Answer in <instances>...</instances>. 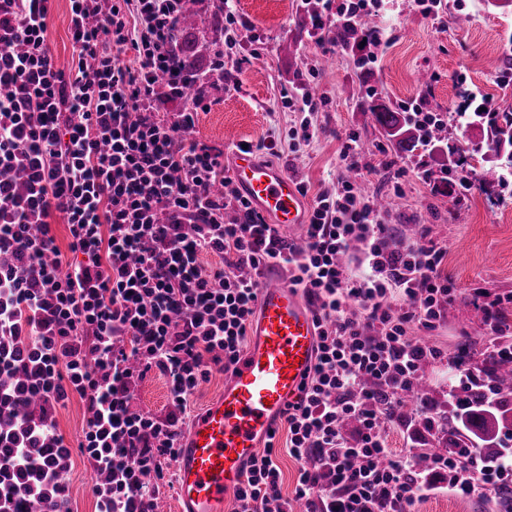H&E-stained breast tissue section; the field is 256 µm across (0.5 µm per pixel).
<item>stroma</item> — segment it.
Masks as SVG:
<instances>
[{
  "instance_id": "stroma-1",
  "label": "stroma",
  "mask_w": 512,
  "mask_h": 512,
  "mask_svg": "<svg viewBox=\"0 0 512 512\" xmlns=\"http://www.w3.org/2000/svg\"><path fill=\"white\" fill-rule=\"evenodd\" d=\"M248 25L239 31L243 62L222 82L205 87L209 111L200 113L195 135L208 145L247 144L265 161L285 169L311 192L334 191L339 175L375 192L397 193V207L383 222L393 241L405 238L408 225L425 227L429 239L448 247L444 272L457 291L442 310L429 344L443 352L428 365L420 382L425 403L437 412L448 407V368L460 349L472 365L486 350V330L474 314V301L512 296V183L484 185L480 173L490 157L486 126L457 123L455 112L468 86L484 94L493 111L512 113V5L496 8L492 0H442V17L424 15L417 0H385L377 23L384 42L378 64L364 71L352 54L311 41L307 13L299 0H235ZM317 65V95L326 100L312 122L316 136L290 146L288 130L297 113L288 110L284 92ZM429 74L428 87L418 83ZM378 103L400 109L414 99L442 117L448 144L433 150L396 154L373 113L361 111L368 90ZM362 149L361 164L347 171L340 151L349 138ZM460 156L459 176L470 191L439 193L448 169V152ZM71 512H95L92 473L80 453H73L67 475Z\"/></svg>"
}]
</instances>
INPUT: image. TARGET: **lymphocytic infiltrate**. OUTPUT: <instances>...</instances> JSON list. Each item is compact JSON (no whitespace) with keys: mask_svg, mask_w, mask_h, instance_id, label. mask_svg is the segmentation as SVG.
<instances>
[{"mask_svg":"<svg viewBox=\"0 0 512 512\" xmlns=\"http://www.w3.org/2000/svg\"><path fill=\"white\" fill-rule=\"evenodd\" d=\"M53 2L0 0V512H68L76 450L109 476L93 486L96 512H157L189 400L239 361L272 267L318 331L316 363L283 418L300 468L285 498L270 436L233 512H293L297 501L306 512H416L429 496L511 487L512 450L423 459L415 445L399 455L388 445L405 393L442 356L412 331L434 330L456 296L447 248H390L380 211L343 177L314 195L303 245L287 242L236 188L223 152L195 135L208 104L172 41L183 0H70L64 65L47 43ZM301 6L321 35L377 14L381 0ZM308 73L286 96L296 143L316 134L319 72ZM153 371L168 384L163 417L136 403ZM76 397L86 425L73 449L54 414Z\"/></svg>","mask_w":512,"mask_h":512,"instance_id":"f902f5d3","label":"lymphocytic infiltrate"}]
</instances>
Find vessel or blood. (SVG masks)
Wrapping results in <instances>:
<instances>
[{"mask_svg": "<svg viewBox=\"0 0 512 512\" xmlns=\"http://www.w3.org/2000/svg\"><path fill=\"white\" fill-rule=\"evenodd\" d=\"M230 155L237 188L269 223L288 229L306 223L294 178L247 149L233 148ZM250 334L253 341L223 392L179 438L177 512H224L260 445L300 396L315 362L312 310L280 270L264 276Z\"/></svg>", "mask_w": 512, "mask_h": 512, "instance_id": "vessel-or-blood-1", "label": "vessel or blood"}]
</instances>
